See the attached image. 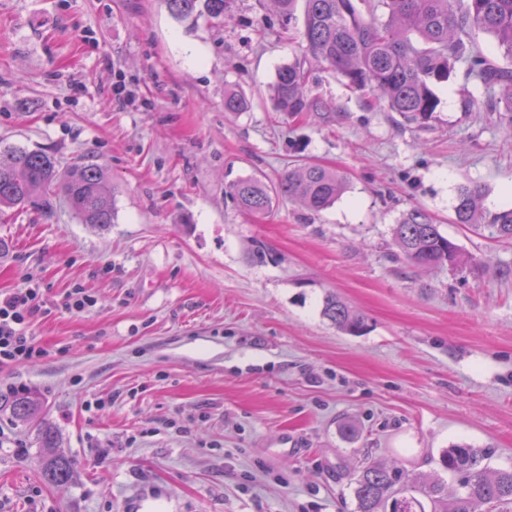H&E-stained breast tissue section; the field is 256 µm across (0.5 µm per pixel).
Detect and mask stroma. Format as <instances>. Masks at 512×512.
Instances as JSON below:
<instances>
[{"label":"stroma","instance_id":"stroma-1","mask_svg":"<svg viewBox=\"0 0 512 512\" xmlns=\"http://www.w3.org/2000/svg\"><path fill=\"white\" fill-rule=\"evenodd\" d=\"M302 24L269 0L187 21L164 0H0V149L91 161L116 187L104 228L63 205L0 219V292L43 293L42 354L0 363V388L40 397L73 466L47 482L1 396L0 512H356L369 462L428 474L464 442L512 467V244L453 211L472 183L485 210L512 205V129L462 68L429 123L406 121L306 57ZM296 62L321 119L273 110ZM229 89L248 111H225ZM307 161L349 181L320 213L283 200L252 216L227 192ZM414 207L477 269L395 259ZM77 289L92 306L66 310ZM328 292L363 335L323 317Z\"/></svg>","mask_w":512,"mask_h":512}]
</instances>
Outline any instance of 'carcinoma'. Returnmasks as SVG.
Here are the masks:
<instances>
[{
	"label": "carcinoma",
	"instance_id": "carcinoma-1",
	"mask_svg": "<svg viewBox=\"0 0 512 512\" xmlns=\"http://www.w3.org/2000/svg\"><path fill=\"white\" fill-rule=\"evenodd\" d=\"M303 2L305 54L327 62L352 88L372 92L390 111L424 125L440 106L435 86L450 81L463 66L483 87L488 104H495L497 95L505 100V119L512 129V0H372L382 15L369 20L357 8V0ZM228 3L166 0L178 19H219ZM479 33L494 39L495 50L508 65L473 50ZM304 82L299 64L279 69L272 85L275 110L291 118L320 115L317 102L305 93ZM249 108L250 101L238 92L224 93V111ZM347 187L342 171L306 162L288 169L273 184L258 176L237 179L229 184L228 193L248 214H267L281 199L319 213L341 198ZM111 191L109 175L97 164L83 161L62 169L44 150H0V212L16 209L48 218L62 199L80 223L106 227L115 217ZM481 200L479 186L461 188L454 205L455 223L511 242L512 208L484 212ZM392 240L398 256L413 268L474 266L473 259L419 208L403 214L392 228ZM322 315L346 334L361 335L368 329L364 316L330 292L324 297ZM38 407V399L28 393L12 401V413L22 422L32 418ZM39 438L44 448L58 445V432L48 423L41 425ZM485 457L464 444L442 451V470L459 478L460 492L452 496L448 481L439 473L428 477L369 464L351 482L357 512H472L476 504L487 505L491 512H512V468L492 471L483 465ZM44 477L51 483L68 482L71 462L48 455Z\"/></svg>",
	"mask_w": 512,
	"mask_h": 512
}]
</instances>
